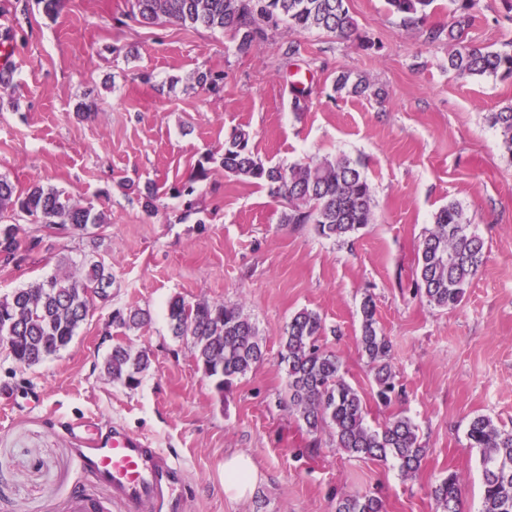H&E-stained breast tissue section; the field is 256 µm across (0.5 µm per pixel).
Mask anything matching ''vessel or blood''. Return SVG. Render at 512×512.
Returning <instances> with one entry per match:
<instances>
[{
	"label": "vessel or blood",
	"mask_w": 512,
	"mask_h": 512,
	"mask_svg": "<svg viewBox=\"0 0 512 512\" xmlns=\"http://www.w3.org/2000/svg\"><path fill=\"white\" fill-rule=\"evenodd\" d=\"M68 428L81 439L79 469L111 491L120 512H174L178 503L174 491L183 481L174 457L120 425L101 433L87 429L78 418Z\"/></svg>",
	"instance_id": "obj_1"
}]
</instances>
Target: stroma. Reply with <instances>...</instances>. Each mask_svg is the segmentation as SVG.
<instances>
[{
  "instance_id": "35a3bbf8",
  "label": "stroma",
  "mask_w": 512,
  "mask_h": 512,
  "mask_svg": "<svg viewBox=\"0 0 512 512\" xmlns=\"http://www.w3.org/2000/svg\"><path fill=\"white\" fill-rule=\"evenodd\" d=\"M357 21L348 40L279 27L246 56L221 30L144 26L126 0H64L48 17L41 0H0V36L14 40L10 84H0V174L17 191L53 185L105 213L86 232L46 228L19 212L37 246L0 262V297L82 265L112 270L108 300H94L65 350L22 371L0 352V512H66L90 488L75 459V417L101 431L121 425L169 452L191 494L182 512H335L344 494L380 491L386 512H437L430 488L456 474L463 512H479L483 489L470 421L486 415L512 430V155L487 121L512 103V78L448 69L450 0H435L426 26H404L386 0H349ZM470 38L491 50L512 41L505 0H481ZM297 40L299 52L284 56ZM221 75L217 90L193 86L196 72ZM369 81L384 100L339 96L338 74ZM310 94L292 109L294 81ZM96 99L88 112L79 103ZM254 153L283 167L345 154L361 164L375 220L336 241L313 226L282 224L266 189L235 180L217 163L190 181L202 156L219 153L237 128ZM191 183V197L173 186ZM156 195L146 212L140 199ZM462 205L485 241L486 259L453 309L416 290L417 249L434 213ZM176 295L239 304L266 343L263 361L217 393L189 341L172 336ZM372 298L404 397L382 405L359 348L360 307ZM140 308V329L113 326L115 309ZM318 313L321 345L336 352L345 380L363 397L371 426L410 417L427 450L407 476L391 462L337 448L331 429L311 435L283 405L277 364L291 316ZM148 351L134 389L112 383L102 364L115 342ZM249 455L259 482L244 502L224 492V456Z\"/></svg>"
}]
</instances>
